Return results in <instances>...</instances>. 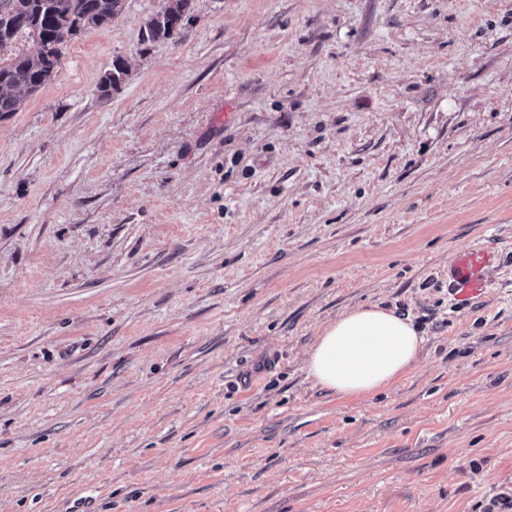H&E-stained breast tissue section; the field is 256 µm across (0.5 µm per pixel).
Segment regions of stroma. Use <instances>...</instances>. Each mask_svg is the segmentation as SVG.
Masks as SVG:
<instances>
[{
    "instance_id": "stroma-1",
    "label": "stroma",
    "mask_w": 512,
    "mask_h": 512,
    "mask_svg": "<svg viewBox=\"0 0 512 512\" xmlns=\"http://www.w3.org/2000/svg\"><path fill=\"white\" fill-rule=\"evenodd\" d=\"M166 4L0 116V512L512 497V0H195L143 42ZM470 248L495 286L460 306ZM369 304L424 347L342 398L307 353ZM194 0H169L167 7L145 25L144 39L149 42L172 39L185 26ZM129 75L127 62L120 57L113 59L111 68L101 80L100 89L104 94L117 89ZM493 255L484 249H473L455 256L450 265L448 291L458 304L489 294L494 288L485 276V268Z\"/></svg>"
}]
</instances>
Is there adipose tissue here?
<instances>
[{"label":"adipose tissue","mask_w":512,"mask_h":512,"mask_svg":"<svg viewBox=\"0 0 512 512\" xmlns=\"http://www.w3.org/2000/svg\"><path fill=\"white\" fill-rule=\"evenodd\" d=\"M424 338L410 317L359 306L325 326L311 347L307 373L339 397L376 394L410 371Z\"/></svg>","instance_id":"1"}]
</instances>
